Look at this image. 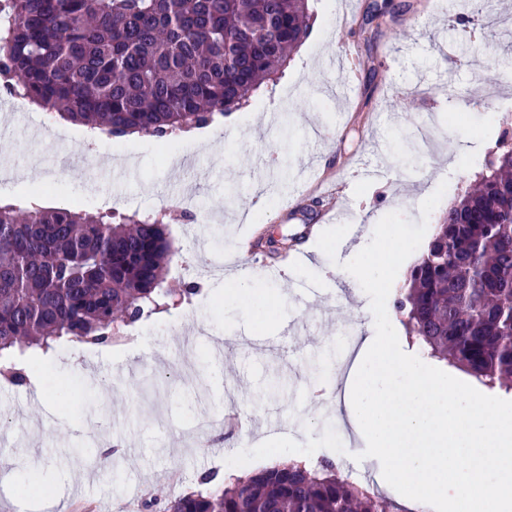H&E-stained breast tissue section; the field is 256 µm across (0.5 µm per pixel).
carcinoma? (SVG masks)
Segmentation results:
<instances>
[{
	"instance_id": "1",
	"label": "carcinoma",
	"mask_w": 512,
	"mask_h": 512,
	"mask_svg": "<svg viewBox=\"0 0 512 512\" xmlns=\"http://www.w3.org/2000/svg\"><path fill=\"white\" fill-rule=\"evenodd\" d=\"M312 0H0V86L108 137L159 140L246 103L308 36ZM0 203V357L102 345L168 288L165 217ZM392 311L432 357L512 392V147L443 216ZM141 512H398L330 461L147 494Z\"/></svg>"
}]
</instances>
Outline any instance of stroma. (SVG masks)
I'll return each instance as SVG.
<instances>
[{"label": "stroma", "mask_w": 512, "mask_h": 512, "mask_svg": "<svg viewBox=\"0 0 512 512\" xmlns=\"http://www.w3.org/2000/svg\"><path fill=\"white\" fill-rule=\"evenodd\" d=\"M313 0L311 32L277 82L261 86L212 131V154L176 137L134 136L90 144L78 130L58 134L51 113L41 128L0 134V200L44 187L46 207L99 211L100 196L119 214H166L172 243L169 285L191 277L186 264L217 260L223 279L187 300L126 327L106 346L68 342L41 365L52 382L0 383V438L24 449L40 473V494H22L24 472L0 468V512H67L81 489L110 512L130 489L195 488L217 461L251 468L270 453L316 449L340 471L376 474L358 461V437L343 426L349 455L336 458L323 437L339 422L336 386L353 365L355 339L373 315L312 249L320 234L365 228L397 211L435 233L451 202L486 171L512 134V0H485L494 34L462 28L474 0ZM416 109L404 111L407 99ZM288 152L270 161L282 123ZM382 169L360 178L364 166ZM447 189L429 219L424 194ZM193 197L194 215L165 212L163 201ZM248 273L251 301L233 298L227 277ZM319 295L301 301L296 286ZM223 357H216V349ZM218 420L215 445L201 447L192 424ZM112 427V467L86 425Z\"/></svg>", "instance_id": "stroma-1"}]
</instances>
